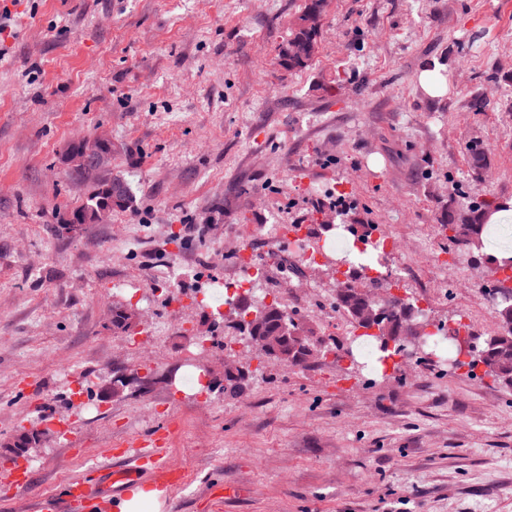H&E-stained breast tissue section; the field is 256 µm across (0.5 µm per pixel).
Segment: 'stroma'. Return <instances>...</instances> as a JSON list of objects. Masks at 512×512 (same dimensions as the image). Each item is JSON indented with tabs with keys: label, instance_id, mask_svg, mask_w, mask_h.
Listing matches in <instances>:
<instances>
[{
	"label": "stroma",
	"instance_id": "stroma-1",
	"mask_svg": "<svg viewBox=\"0 0 512 512\" xmlns=\"http://www.w3.org/2000/svg\"><path fill=\"white\" fill-rule=\"evenodd\" d=\"M306 2L0 0V454L42 432L0 512H38L153 434L185 473L163 512H512V392L490 379L436 359L383 379L243 343L199 351L212 318L196 292L233 278L243 247L279 304L348 348L332 255L301 263L267 232L316 224L339 197L389 236L384 267L431 325L496 329L440 220L452 181L512 199V0H327L311 65L288 71L278 47ZM426 68L444 96L420 88ZM102 134L132 203L74 227L90 185L69 151ZM474 137L489 147L477 177ZM137 291L158 329L114 334L113 305ZM192 354L219 382L225 358L249 362L244 394L194 391ZM142 368L147 387L110 394Z\"/></svg>",
	"mask_w": 512,
	"mask_h": 512
}]
</instances>
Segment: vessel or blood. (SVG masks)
Returning <instances> with one entry per match:
<instances>
[{
  "mask_svg": "<svg viewBox=\"0 0 512 512\" xmlns=\"http://www.w3.org/2000/svg\"><path fill=\"white\" fill-rule=\"evenodd\" d=\"M151 473L158 485L163 490H170L176 487L177 481L171 469L161 464L157 458L148 453L138 454L134 464L128 469L108 470L104 473V486L97 489L88 486L85 480L72 481L67 486V500L78 501L85 506H92L99 490L122 492L129 481L139 477L141 472ZM29 478L28 468L21 463L4 465L0 467V490L5 491L27 482Z\"/></svg>",
  "mask_w": 512,
  "mask_h": 512,
  "instance_id": "1",
  "label": "vessel or blood"
}]
</instances>
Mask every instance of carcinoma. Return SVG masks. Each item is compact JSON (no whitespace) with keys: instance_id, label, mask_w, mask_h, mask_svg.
Here are the masks:
<instances>
[{"instance_id":"1","label":"carcinoma","mask_w":512,"mask_h":512,"mask_svg":"<svg viewBox=\"0 0 512 512\" xmlns=\"http://www.w3.org/2000/svg\"><path fill=\"white\" fill-rule=\"evenodd\" d=\"M325 0H308L304 10L296 16L288 27V35L279 46L278 57L287 70L303 69L310 65L317 51V37L324 14ZM471 167L478 175L487 166V147L479 140L466 146ZM112 160V142L96 144L94 158L84 166L73 168L80 179L93 184V190L86 203L73 212L71 224H86L97 219L102 213L114 209H124L132 202L128 183L107 173ZM500 202L495 197L482 198L459 190V201L448 206V249L454 255L466 257L472 263L480 262L475 253L483 247L482 234L487 228L486 216L497 210ZM384 278L367 275L365 269L345 274V280L336 282V310L347 317L356 329L363 330L362 337L373 340L380 348L378 365L387 371L389 361L402 353L401 344L406 337L413 335L414 329L421 328L419 319L414 316L415 304L405 301L394 304L387 298L378 296L375 289L383 287ZM484 292L494 302L497 314V330L484 337L480 344L481 360L486 370L485 376L504 388H512V287L484 288ZM254 319L241 320L234 329L244 339L260 336L265 340L266 352L282 359L290 366L315 348L311 341V328L308 319L299 311H287L280 304L266 306L254 303ZM134 309L118 303L112 308V330L127 332L133 324ZM249 378V365L236 366L224 371V394L239 395Z\"/></svg>"}]
</instances>
